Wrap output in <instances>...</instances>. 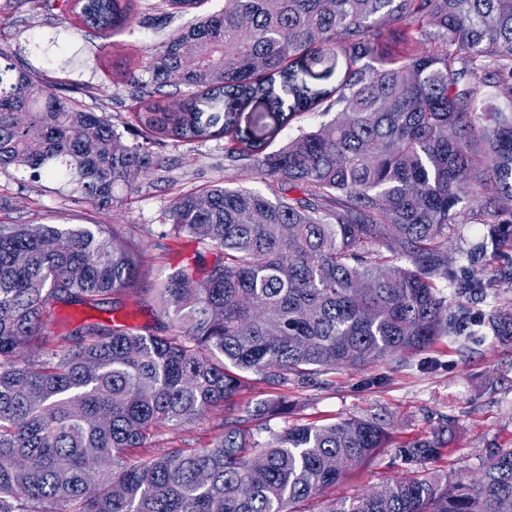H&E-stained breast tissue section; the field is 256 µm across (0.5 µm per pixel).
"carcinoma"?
Returning <instances> with one entry per match:
<instances>
[{"instance_id": "1", "label": "carcinoma", "mask_w": 512, "mask_h": 512, "mask_svg": "<svg viewBox=\"0 0 512 512\" xmlns=\"http://www.w3.org/2000/svg\"><path fill=\"white\" fill-rule=\"evenodd\" d=\"M71 14L107 39L136 3L75 0ZM142 71L131 120L146 136L222 138L228 162L252 161L278 193L218 183L177 197L163 223L219 257L162 273L149 295L135 283L152 262L123 224H0V512H302L385 447L381 420L261 441L246 424L288 413L272 399L204 446L134 456L160 429L224 409L250 373L303 385L487 325L512 340V309L485 320L466 304L512 279V233L489 231L448 265L465 225L512 226V0H224ZM162 86L184 90L172 112L140 96ZM254 101L278 128L334 116L269 152V134L240 130ZM153 165L0 49V169L60 178L104 209ZM447 288L461 299L451 312ZM116 295L166 318L168 334L69 315L51 331L55 311ZM443 447L438 434L408 444L400 477L323 512H512V449L467 479L422 467Z\"/></svg>"}]
</instances>
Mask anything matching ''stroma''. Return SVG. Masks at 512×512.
<instances>
[{
    "label": "stroma",
    "mask_w": 512,
    "mask_h": 512,
    "mask_svg": "<svg viewBox=\"0 0 512 512\" xmlns=\"http://www.w3.org/2000/svg\"><path fill=\"white\" fill-rule=\"evenodd\" d=\"M154 0H137L131 28L101 39L74 29L62 0H40L30 9L22 0H0V48L37 79L63 87L84 110L106 113L123 144L145 143L157 160L155 171L140 179L134 192L117 189L122 205L101 209L73 193L62 180H32L28 172L0 170V224H125L145 239L155 256L153 272L142 276L141 290L151 288L156 270L186 264H212L217 254L163 224L164 209L178 196L221 182L254 187L247 161L224 167L220 139L176 143L146 140L129 124L133 85L121 71H139L150 48L183 26L187 15L153 11ZM285 396L288 414L271 419L278 432L299 424H322L344 418H382L390 434L385 448L328 487L324 499L381 489L405 468L400 445L443 434L447 450L426 461V469L478 476L490 449H512V341L494 335L473 341L447 336L417 354L388 358L366 368H340L308 385L273 389L261 376L224 409L209 413L188 428L162 429L161 449L200 447L218 436L222 424L242 415L247 403Z\"/></svg>",
    "instance_id": "obj_1"
}]
</instances>
